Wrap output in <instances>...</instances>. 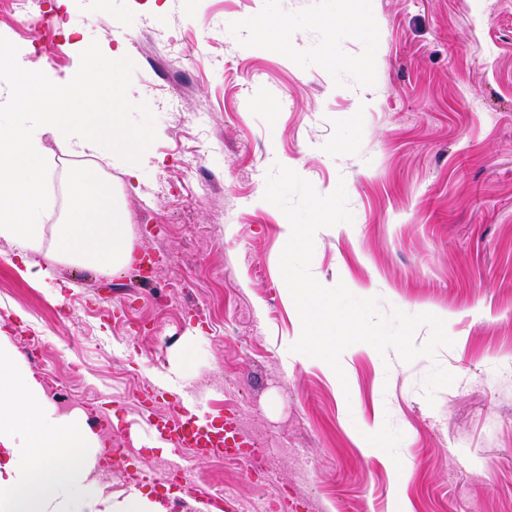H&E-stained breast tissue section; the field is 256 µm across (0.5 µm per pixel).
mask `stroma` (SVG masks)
<instances>
[{"instance_id": "1", "label": "stroma", "mask_w": 512, "mask_h": 512, "mask_svg": "<svg viewBox=\"0 0 512 512\" xmlns=\"http://www.w3.org/2000/svg\"><path fill=\"white\" fill-rule=\"evenodd\" d=\"M340 8L70 0L69 32L46 54L42 28L0 7V49L26 52L45 78L80 71L72 41L120 49L98 108L151 136L138 182L124 163L56 145L46 183L48 245L68 171L100 166L130 218V266L60 265L71 287L59 297L0 240V334L18 351L40 342L33 372L65 375L66 395L119 420L109 433L128 449L99 464L111 500L136 488L171 512L180 494L162 480L176 454L156 448L139 401L152 388L153 412L180 400L251 440L191 462L233 510L512 512V0H366V36L334 24ZM265 17L282 26L279 49L252 45ZM284 162L320 194L344 184L353 215L316 233V280L434 314L452 347L406 363L357 343L342 381L292 352L286 217L264 199ZM437 364L455 380L430 403ZM147 469L156 480L136 482Z\"/></svg>"}]
</instances>
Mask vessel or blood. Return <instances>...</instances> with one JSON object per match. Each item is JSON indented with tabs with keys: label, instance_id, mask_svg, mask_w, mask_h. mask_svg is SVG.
I'll list each match as a JSON object with an SVG mask.
<instances>
[{
	"label": "vessel or blood",
	"instance_id": "1",
	"mask_svg": "<svg viewBox=\"0 0 512 512\" xmlns=\"http://www.w3.org/2000/svg\"><path fill=\"white\" fill-rule=\"evenodd\" d=\"M148 422L172 448L191 456H204L235 446L243 447V435L232 419L216 428L201 423L184 403H177L166 415L149 414Z\"/></svg>",
	"mask_w": 512,
	"mask_h": 512
}]
</instances>
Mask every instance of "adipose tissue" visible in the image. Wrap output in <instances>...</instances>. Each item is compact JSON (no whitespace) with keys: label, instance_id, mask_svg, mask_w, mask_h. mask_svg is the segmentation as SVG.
<instances>
[{"label":"adipose tissue","instance_id":"obj_1","mask_svg":"<svg viewBox=\"0 0 512 512\" xmlns=\"http://www.w3.org/2000/svg\"><path fill=\"white\" fill-rule=\"evenodd\" d=\"M73 49L90 59L91 83L49 89L38 64L23 61L15 68V93L0 100V111L33 110L20 125L0 130V239L17 247L24 277L58 289V263L114 270L130 261L132 250L129 215L92 167L69 172L67 221L58 225L51 245L43 243L50 143L64 144L76 156L103 148L90 122L104 118L95 109V89L111 80L114 52L80 41ZM41 249L45 263H27L28 252ZM102 448L99 433L77 414L47 402L38 376L0 336V512H164L140 491L108 503L93 476Z\"/></svg>","mask_w":512,"mask_h":512}]
</instances>
